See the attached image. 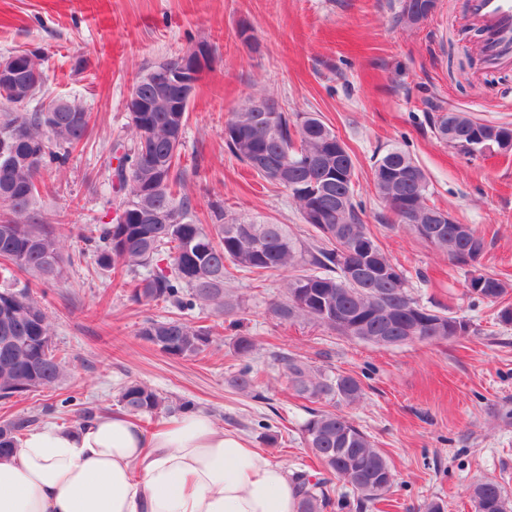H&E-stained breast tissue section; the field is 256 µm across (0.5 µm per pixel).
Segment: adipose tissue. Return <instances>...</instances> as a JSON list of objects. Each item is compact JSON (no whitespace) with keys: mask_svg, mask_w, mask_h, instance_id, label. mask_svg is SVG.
Listing matches in <instances>:
<instances>
[{"mask_svg":"<svg viewBox=\"0 0 512 512\" xmlns=\"http://www.w3.org/2000/svg\"><path fill=\"white\" fill-rule=\"evenodd\" d=\"M279 463L189 412L145 432L100 414L26 431L0 458V512H298Z\"/></svg>","mask_w":512,"mask_h":512,"instance_id":"obj_1","label":"adipose tissue"}]
</instances>
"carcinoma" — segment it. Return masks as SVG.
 Wrapping results in <instances>:
<instances>
[{
	"label": "carcinoma",
	"instance_id": "1",
	"mask_svg": "<svg viewBox=\"0 0 512 512\" xmlns=\"http://www.w3.org/2000/svg\"><path fill=\"white\" fill-rule=\"evenodd\" d=\"M432 0H402L400 19L424 11ZM43 69V62L19 59L12 82L0 83V203L9 213L0 220V273L25 271L44 283L62 277L65 256L64 234L54 224H40L31 213L39 194L42 170L61 168L71 149L91 136L90 116L78 103L68 112H47L40 104L27 111L15 105L18 85L31 78V68ZM134 143H117L122 151L116 169L115 198L107 204L123 212L115 221L95 224L84 241L95 254L101 269L117 265L131 272L147 273L122 281L131 300L173 303L183 310L206 305L220 315H230L237 304L224 295V279L230 270L258 278H269L286 269L300 274L286 283V299L273 304L272 313L282 322L303 317L329 329H336V312L351 323H359L353 336L393 337L392 345L406 343V328L413 318L391 323L371 313L372 301L382 293L400 312H417L428 321L421 325V343L440 340L436 324L458 321L420 305L410 294L401 267L377 280L350 282L343 268L344 235L352 232L380 249L361 218L362 205L355 199V166L345 143L336 132L312 113L257 112L246 105L231 112L224 124L229 151L248 163L260 155L268 160L262 169L253 168L261 178L285 187L301 214L312 199L308 188L319 190L318 203L325 219L313 225L320 244L306 247L293 237L285 224H199L188 196L175 199L172 186L182 181L179 169L180 133L187 120L185 112H131ZM512 138L511 124L472 119L463 112L436 117V136L469 159L481 149V139L492 130ZM376 191L390 212L394 224L418 231L430 223L437 207L427 203L429 181L408 153L393 146L373 166ZM448 232L437 248L457 266L467 269V288L475 296L494 304L506 292L507 282L495 273L477 267L486 249L484 237L475 230L465 232L464 224L446 225ZM167 249L166 267L158 266L162 249ZM140 335L162 352L181 358L197 357L212 342V331L181 319L150 320ZM53 332L41 302L29 283L0 289V398L26 395L56 385L65 375L64 358L51 339ZM235 354L247 358L257 349L251 336H237ZM295 394L312 403L336 401L347 405L360 402L363 390L351 375L323 374L291 355H273ZM241 393L259 396L262 380L250 365H243L232 380ZM124 411L140 417L154 415L163 400L152 389L126 385L119 398ZM34 424L28 416H17L0 424V455L16 448L19 437ZM302 438L320 461L325 476L313 481L296 473L292 481L300 492L299 512H324L333 506L327 490L328 476L348 483L360 497L356 508L386 499L393 485V471L374 441L342 415L310 411L301 427ZM474 512H512V501L496 480L483 478L472 490Z\"/></svg>",
	"mask_w": 512,
	"mask_h": 512
}]
</instances>
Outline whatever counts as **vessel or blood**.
<instances>
[{"label":"vessel or blood","instance_id":"b4317fda","mask_svg":"<svg viewBox=\"0 0 512 512\" xmlns=\"http://www.w3.org/2000/svg\"><path fill=\"white\" fill-rule=\"evenodd\" d=\"M469 15L482 32V60L495 70L512 65V0H470Z\"/></svg>","mask_w":512,"mask_h":512}]
</instances>
